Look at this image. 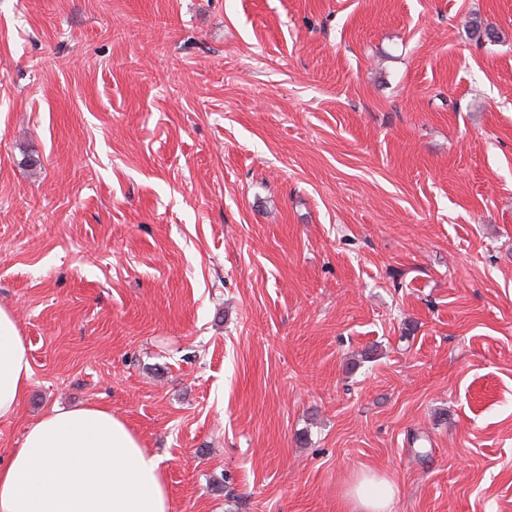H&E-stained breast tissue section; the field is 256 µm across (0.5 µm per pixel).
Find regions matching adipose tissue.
I'll return each mask as SVG.
<instances>
[{
	"instance_id": "ef3b65f1",
	"label": "adipose tissue",
	"mask_w": 512,
	"mask_h": 512,
	"mask_svg": "<svg viewBox=\"0 0 512 512\" xmlns=\"http://www.w3.org/2000/svg\"><path fill=\"white\" fill-rule=\"evenodd\" d=\"M29 350L12 308L0 305V419L31 381ZM356 512H391L394 488L368 478ZM0 512H171L165 469L126 420L102 405L53 408L0 465Z\"/></svg>"
}]
</instances>
